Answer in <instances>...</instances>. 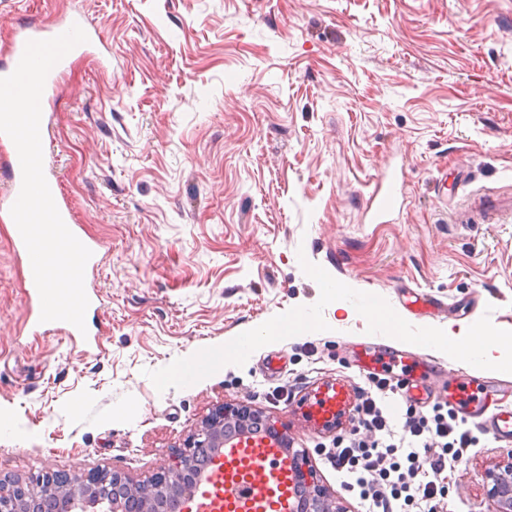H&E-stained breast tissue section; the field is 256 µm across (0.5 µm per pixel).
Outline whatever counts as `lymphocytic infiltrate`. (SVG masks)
Returning a JSON list of instances; mask_svg holds the SVG:
<instances>
[{
	"label": "lymphocytic infiltrate",
	"instance_id": "f902f5d3",
	"mask_svg": "<svg viewBox=\"0 0 512 512\" xmlns=\"http://www.w3.org/2000/svg\"><path fill=\"white\" fill-rule=\"evenodd\" d=\"M354 410L359 424L378 437L370 442L353 434L338 438L329 461L337 471L354 475L366 512H435L442 493L435 478L474 446L471 431L460 429L454 410L438 404L429 416L406 412L399 427L374 396H361Z\"/></svg>",
	"mask_w": 512,
	"mask_h": 512
}]
</instances>
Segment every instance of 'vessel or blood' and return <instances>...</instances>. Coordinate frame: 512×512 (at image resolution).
Here are the masks:
<instances>
[{"label":"vessel or blood","mask_w":512,"mask_h":512,"mask_svg":"<svg viewBox=\"0 0 512 512\" xmlns=\"http://www.w3.org/2000/svg\"><path fill=\"white\" fill-rule=\"evenodd\" d=\"M82 26L88 36L85 43L79 44L78 50L82 53L105 54L108 50L103 33L99 27L86 21L83 16L73 15L65 19H56L46 23H26L19 25L8 49V61L0 66V77L10 75L17 67L25 45L31 40H47L68 31L72 26ZM0 147L8 151V182L0 188V220L10 221L9 209L17 199L21 184L22 172L17 150L12 140L0 134ZM44 175L50 190H53V199L63 221L69 222L73 234H80V225L71 221L68 201L59 193V180L52 167H45ZM85 245L91 250L92 256L86 268L84 281L85 291L89 299L90 312H98L103 301L98 288L92 278L103 262V246L100 242L86 240ZM26 298L28 303V323L33 332H56L69 340H81L86 348H94L97 341L94 336H82L80 331L65 321L41 322V301L34 279L26 281ZM469 387L468 380L458 374H451L448 383L449 404L455 405L459 413L467 417H483L486 428L498 438L508 441L512 439V411H501L491 416H484L479 404L473 400L462 398L461 393ZM235 456L232 451H225L224 461L213 464L206 480L198 487L194 496L195 512H215L214 487L222 485L225 497L237 496L238 490L225 484L224 472L232 468ZM243 480L251 494L260 496L265 501V512H296L295 480L291 456L282 440L271 439L264 447L252 449L248 468Z\"/></svg>","instance_id":"1"}]
</instances>
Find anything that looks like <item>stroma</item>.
<instances>
[{"mask_svg":"<svg viewBox=\"0 0 512 512\" xmlns=\"http://www.w3.org/2000/svg\"><path fill=\"white\" fill-rule=\"evenodd\" d=\"M83 14L108 63L75 55L48 107L47 149L76 223L103 243L98 346L27 325L25 263L0 223V478L171 466L216 407L247 402L288 435L337 512H362L324 455L352 432L388 363L392 418L430 412L448 370L512 409V374L367 334L351 302L326 331L263 346L183 389L168 366L320 297L307 258L416 327L512 330V0H0L17 25ZM397 190L374 215L380 178ZM434 361L439 373L427 372ZM336 430L308 413L326 385ZM478 436L437 512H494L489 474L512 443Z\"/></svg>","mask_w":512,"mask_h":512,"instance_id":"35a3bbf8","label":"stroma"}]
</instances>
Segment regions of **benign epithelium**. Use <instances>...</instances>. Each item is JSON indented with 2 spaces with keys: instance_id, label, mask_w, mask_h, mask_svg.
Wrapping results in <instances>:
<instances>
[{
  "instance_id": "benign-epithelium-1",
  "label": "benign epithelium",
  "mask_w": 512,
  "mask_h": 512,
  "mask_svg": "<svg viewBox=\"0 0 512 512\" xmlns=\"http://www.w3.org/2000/svg\"><path fill=\"white\" fill-rule=\"evenodd\" d=\"M267 433L277 430L263 412L248 403L214 409L200 427L185 439L174 466L163 468L138 482H130L118 472L105 469L77 470L58 473L44 470L29 480H13L0 490V512H22L20 505L31 497L45 501L49 512H74L77 505L96 506L112 502V512H123L124 505L112 500L109 489L123 488L137 512H153L159 494L168 497L167 512H181L183 499L200 481L205 467H196L194 450L206 448L217 457L224 441L234 438L242 442L255 436L254 427ZM295 478L303 489L299 512H335L325 489L315 484L313 471L303 468L302 455L295 456ZM491 497L497 512H512V459L492 474Z\"/></svg>"
}]
</instances>
